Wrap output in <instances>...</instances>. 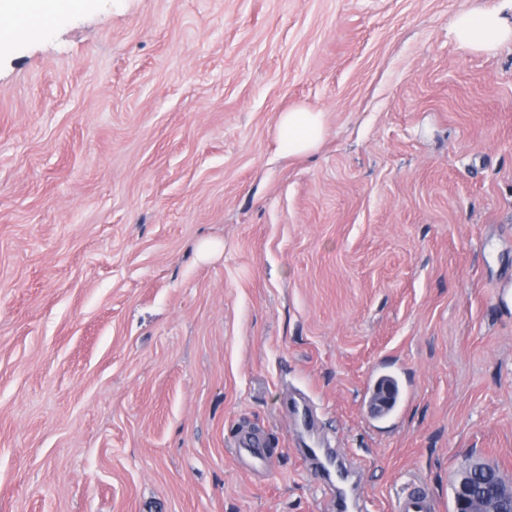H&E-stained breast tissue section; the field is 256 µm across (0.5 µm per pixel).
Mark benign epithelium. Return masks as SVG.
Segmentation results:
<instances>
[{"instance_id":"benign-epithelium-1","label":"benign epithelium","mask_w":512,"mask_h":512,"mask_svg":"<svg viewBox=\"0 0 512 512\" xmlns=\"http://www.w3.org/2000/svg\"><path fill=\"white\" fill-rule=\"evenodd\" d=\"M455 512H512V480L491 464L466 461L454 488Z\"/></svg>"}]
</instances>
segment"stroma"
<instances>
[{
	"label": "stroma",
	"mask_w": 512,
	"mask_h": 512,
	"mask_svg": "<svg viewBox=\"0 0 512 512\" xmlns=\"http://www.w3.org/2000/svg\"><path fill=\"white\" fill-rule=\"evenodd\" d=\"M498 2L82 0L0 44V512H336L320 439L363 512L512 479V42L450 31ZM278 131L289 152L308 153L323 136V114L309 108L284 112L279 118Z\"/></svg>",
	"instance_id": "stroma-1"
}]
</instances>
